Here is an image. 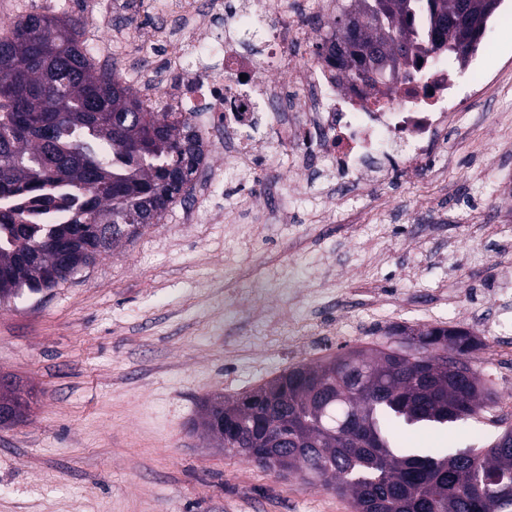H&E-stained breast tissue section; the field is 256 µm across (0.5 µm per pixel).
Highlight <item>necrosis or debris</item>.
Returning a JSON list of instances; mask_svg holds the SVG:
<instances>
[{"mask_svg":"<svg viewBox=\"0 0 512 512\" xmlns=\"http://www.w3.org/2000/svg\"><path fill=\"white\" fill-rule=\"evenodd\" d=\"M149 11L170 17L142 41L131 27L109 37L92 33L87 50L108 57L113 45L133 59L160 57L159 69L141 73L134 86L153 112H190L206 151L223 150L228 168L270 165L286 153L298 172L316 166L337 185L364 191L399 178L437 176L449 155V125L465 117L459 75L479 94L492 88L473 59L455 64L447 56L425 60L417 78L384 81L376 88L339 85L326 56L307 62L293 51L308 30L289 0H149ZM252 29L256 51L237 47V35ZM267 124L272 138L257 137Z\"/></svg>","mask_w":512,"mask_h":512,"instance_id":"1","label":"necrosis or debris"}]
</instances>
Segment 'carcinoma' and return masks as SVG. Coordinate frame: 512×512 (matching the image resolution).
Listing matches in <instances>:
<instances>
[{
  "mask_svg": "<svg viewBox=\"0 0 512 512\" xmlns=\"http://www.w3.org/2000/svg\"><path fill=\"white\" fill-rule=\"evenodd\" d=\"M461 0H336L334 38L316 45L336 56L338 81L372 86L413 78L440 49L464 60L503 0H468L480 25H456L436 42L441 21ZM82 22L30 13L0 36V304L59 286L112 250L94 226L110 224L130 240L145 218L160 222L198 172L202 140L182 112H151L115 72L84 49ZM52 124V140L35 124ZM64 212L57 224L31 214ZM68 250L70 270L48 281L26 259L35 250ZM367 350L365 370L345 372L349 352L298 364L233 400L202 402L203 429L265 470L288 461L308 485L331 487L352 512H512L484 478L512 477V429L487 448L446 454L397 448L389 425L445 427L493 403L475 366L482 343L462 329L404 330Z\"/></svg>",
  "mask_w": 512,
  "mask_h": 512,
  "instance_id": "carcinoma-1",
  "label": "carcinoma"
}]
</instances>
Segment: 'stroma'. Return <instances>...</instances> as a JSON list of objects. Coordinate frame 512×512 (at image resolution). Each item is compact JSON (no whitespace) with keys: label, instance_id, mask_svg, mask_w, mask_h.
Here are the masks:
<instances>
[{"label":"stroma","instance_id":"obj_1","mask_svg":"<svg viewBox=\"0 0 512 512\" xmlns=\"http://www.w3.org/2000/svg\"><path fill=\"white\" fill-rule=\"evenodd\" d=\"M30 13L150 33L143 0H0V27ZM493 99L448 130L437 181L352 195L289 157L217 187L194 178L161 223L57 288L0 306V375L35 395L0 427V512H351L310 487L214 447L202 399L230 398L302 362L369 348L388 331L461 326L512 335V0L488 24ZM498 404L447 428L394 426L402 448L455 452L512 427V359L480 352Z\"/></svg>","mask_w":512,"mask_h":512}]
</instances>
